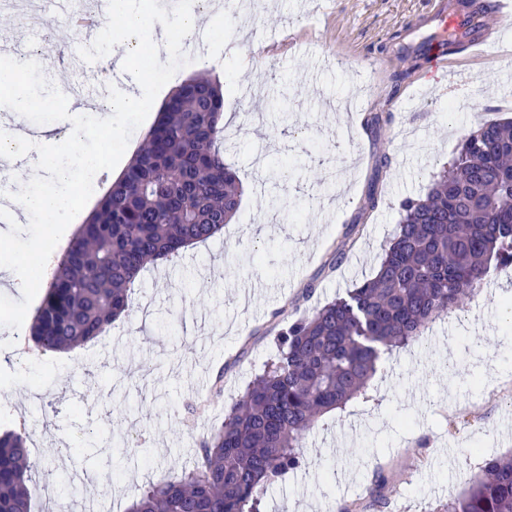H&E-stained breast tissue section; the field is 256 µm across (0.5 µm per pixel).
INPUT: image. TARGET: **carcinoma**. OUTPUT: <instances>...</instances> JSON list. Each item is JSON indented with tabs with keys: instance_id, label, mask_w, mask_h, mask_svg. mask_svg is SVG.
Returning <instances> with one entry per match:
<instances>
[{
	"instance_id": "obj_1",
	"label": "carcinoma",
	"mask_w": 512,
	"mask_h": 512,
	"mask_svg": "<svg viewBox=\"0 0 512 512\" xmlns=\"http://www.w3.org/2000/svg\"><path fill=\"white\" fill-rule=\"evenodd\" d=\"M224 95L200 75L163 103L142 148L77 230L42 295L28 342L68 351L130 311L147 264L204 242L237 213L240 187L224 163ZM512 265V118L471 132L421 199L401 204L374 275L288 322L261 373L200 442L193 464L146 489L129 512H261L267 486L304 462L305 439L326 413L369 399L394 351L419 340L481 287L491 266ZM28 433L0 434V512H31L37 490ZM63 508L84 483L66 471ZM374 470L368 499L386 500ZM432 512H512V453L487 460Z\"/></svg>"
}]
</instances>
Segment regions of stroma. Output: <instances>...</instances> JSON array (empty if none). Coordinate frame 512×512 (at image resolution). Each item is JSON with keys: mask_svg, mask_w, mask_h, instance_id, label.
I'll return each instance as SVG.
<instances>
[{"mask_svg": "<svg viewBox=\"0 0 512 512\" xmlns=\"http://www.w3.org/2000/svg\"><path fill=\"white\" fill-rule=\"evenodd\" d=\"M447 9L448 0H253L250 25L237 20L210 32L209 70L231 115L224 160L242 189L237 214L220 235L145 269L129 315L113 323L109 338L67 352L37 355L19 337L43 281L0 287V381L10 396L0 402V431L26 426L32 460L106 474L107 484L87 488L96 512H127L149 484L190 465L202 437L220 426L275 348L274 335L261 338L213 394L211 375L244 339L370 278L401 202L425 194L465 136L512 117V28L488 18L481 52L448 49L435 69L428 52L444 37L437 17ZM5 14L19 43L11 58L32 63L19 78L34 106L16 112L0 91V136L19 122L59 125L70 112L48 90L76 78L70 53L100 58L98 43L53 25L36 6ZM263 31L275 45L257 80L239 73L237 60ZM112 51L129 55L151 83L152 100L125 115L119 133L85 140L104 166L95 191L76 186L70 226L53 227L48 242L57 255L126 169L168 94L200 69L199 59L156 52L149 40L140 53L124 45ZM161 68L166 77H158ZM456 74L482 87L479 107L437 88ZM374 112L392 115L375 132L364 124ZM383 156L389 167H379ZM359 221L367 228L356 247L323 273L330 246ZM312 280L314 294L302 299ZM510 296L511 266L496 286L387 357L370 400L319 420L306 438L305 464L267 489L265 512H336L338 503L366 497L379 462L393 479L385 505L367 512H432L485 460L512 451L504 426L512 415V329L502 319ZM190 402L201 407L192 423Z\"/></svg>", "mask_w": 512, "mask_h": 512, "instance_id": "stroma-1", "label": "stroma"}]
</instances>
